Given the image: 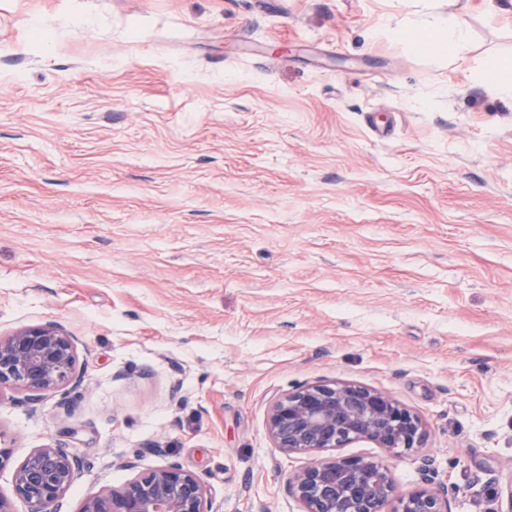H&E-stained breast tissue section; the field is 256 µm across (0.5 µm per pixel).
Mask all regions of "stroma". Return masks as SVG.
I'll list each match as a JSON object with an SVG mask.
<instances>
[{"mask_svg": "<svg viewBox=\"0 0 512 512\" xmlns=\"http://www.w3.org/2000/svg\"><path fill=\"white\" fill-rule=\"evenodd\" d=\"M438 18L453 58L394 33ZM512 0H0V336H77L68 413L0 389L13 462L63 444L121 487L165 445L218 512H300L312 459L432 465L449 512L512 490ZM350 381L411 450L285 455L282 394ZM508 74L506 77L505 74ZM512 57L494 56L489 58L481 76L482 82L497 93L512 97Z\"/></svg>", "mask_w": 512, "mask_h": 512, "instance_id": "1", "label": "stroma"}]
</instances>
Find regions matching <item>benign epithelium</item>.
<instances>
[{
	"mask_svg": "<svg viewBox=\"0 0 512 512\" xmlns=\"http://www.w3.org/2000/svg\"><path fill=\"white\" fill-rule=\"evenodd\" d=\"M78 339L57 323L24 327L0 337V387L21 390L17 402L35 411L52 399L70 408L67 394L84 383L77 370ZM269 435L285 454L343 448L368 440L406 450L420 443L417 415L388 393L352 382L302 385L271 405ZM91 462L65 445L30 451L13 467L11 482L26 512H62L64 499ZM288 494L302 512H448L444 488L398 495L388 468L365 458L311 462L290 477ZM397 506L386 510L391 502ZM77 512H214L203 479L171 460L137 473L123 486L93 493Z\"/></svg>",
	"mask_w": 512,
	"mask_h": 512,
	"instance_id": "7a95c632",
	"label": "benign epithelium"
}]
</instances>
